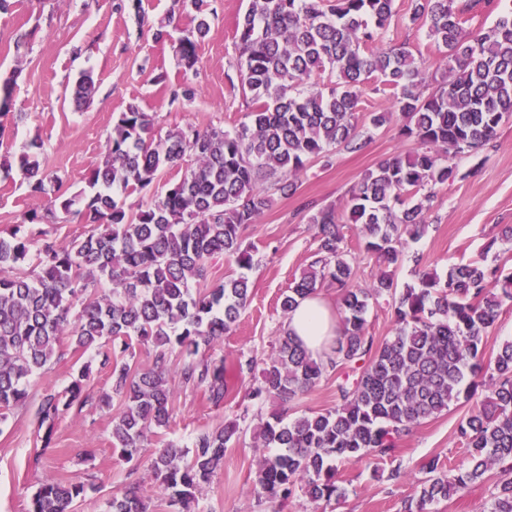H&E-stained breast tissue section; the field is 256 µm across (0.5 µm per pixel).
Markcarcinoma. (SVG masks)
<instances>
[{"instance_id":"cac0c4a2","label":"carcinoma","mask_w":512,"mask_h":512,"mask_svg":"<svg viewBox=\"0 0 512 512\" xmlns=\"http://www.w3.org/2000/svg\"><path fill=\"white\" fill-rule=\"evenodd\" d=\"M481 0H410L412 26L427 30L442 53L441 75L427 77L430 64L404 43L385 37L395 0H249L235 24L246 121L233 130L218 126L175 127L156 135V115L130 103L112 124L107 152L76 195L62 179L41 168L43 144L14 157L0 153V174L23 175L30 192L48 197L44 210L27 211L0 231V422L27 406L28 380L62 358L65 343L97 352L99 370L111 391L87 389L89 369L62 392L38 398V427L52 432L70 410H121L112 417V447L134 467L123 490L105 512H148L138 467L168 497L171 512H192L198 495L224 460V448L240 439L235 422L200 431L192 448L161 443L152 436L173 419L169 361L178 352L183 387L202 391L219 406L236 392L243 370L261 366L249 397H273L281 411L256 427L255 438L276 452L257 464L252 491L276 507L300 490L327 505L341 497L337 464L393 458L415 428L448 412L461 394H485L461 422L458 438L470 465L450 477L438 462L423 466L417 501L404 512L432 506L500 471L496 492L484 512H512V341L487 359L483 341L504 303L512 302V272L469 263L445 277L418 272V285L399 291L390 268L403 258V236H420L433 189L459 177L449 160L477 154L512 116V10L485 30L468 24ZM194 25L173 44L184 73L197 71L199 47L209 32L207 0H190ZM21 74H0L1 105L10 100ZM333 78L320 87L314 77ZM393 91V112H373L379 128L401 121L400 133L418 145L407 158L393 156L367 172L351 191L344 211L333 205L310 216L317 258L294 281L280 303L289 314L299 301L324 286L336 289L339 330L315 357L288 333L273 355L229 366L208 355L233 328L250 299L245 275L200 290L208 268L222 256L242 269L253 266L243 232L270 207L272 192H295L297 176L313 159L328 160L336 149L359 151L368 138L358 130L359 104L371 84ZM92 72L76 80V106L94 100ZM195 165L131 213L116 197L141 194L164 169ZM62 213L88 226L69 242L46 238L41 224ZM357 224L365 250L386 267L367 288L354 283L341 229ZM112 285L109 291L101 283ZM392 300L395 329L375 340L367 330L369 302ZM154 352L153 367L133 372L124 358L135 346ZM356 367L350 385L337 386L336 407L293 418L288 410L323 376ZM95 484L46 479L32 495L28 512H72Z\"/></svg>"}]
</instances>
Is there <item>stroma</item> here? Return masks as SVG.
<instances>
[{"mask_svg":"<svg viewBox=\"0 0 512 512\" xmlns=\"http://www.w3.org/2000/svg\"><path fill=\"white\" fill-rule=\"evenodd\" d=\"M125 0H15L0 13V71L20 68L12 99L15 114L0 124V139L13 154L41 140L42 166L75 194L84 177L105 154L112 121L129 103H140L157 116L159 132L174 127L210 125L230 130L244 119L246 104L237 89L238 49L234 28L248 0H210L209 32L200 45L196 74L184 75L169 44L155 41L154 29L176 19L181 27L192 24L191 8H174L172 0H141V13L124 6ZM408 0H396V14L388 38L407 42L412 51L437 60L438 51L425 30L408 24ZM27 44L15 46L17 34ZM85 70L93 71L98 91L93 102L76 108L70 86ZM190 81L198 90L193 101L173 100L174 86ZM398 123L368 129L370 141L359 152L337 151L330 165L310 163L297 179L294 195H275L245 233L254 247L255 266L250 274L251 297L230 335L218 342L213 357L235 363L240 355L267 357L281 334L285 318L280 301L317 250L314 230L302 205L343 208L350 192L369 169L414 147L398 134ZM455 164L467 177L437 188L423 235L404 243V261L395 271L398 285L417 282L415 269L445 274L449 267L472 261L512 267V241L502 237L512 225V121L499 130L492 147L476 155L461 154ZM45 199L32 195L21 174L0 180V230L17 224L30 209H43ZM421 263H414V256ZM182 355H172L169 379L173 390V421L162 438L190 447L196 434L218 423L241 418L243 436L224 451V464L199 497V512H271L267 504L250 496L263 447L252 438L260 419L278 411L277 402L251 401L247 390L227 399L223 408L210 405L202 392L183 388L179 371ZM94 352L66 349L64 357L38 372L29 392L67 388L83 366H91L87 381L92 392L108 389L105 374L95 371ZM459 400L448 413L417 427L393 460L374 465L345 463L338 480L347 491L334 512H400L405 501L418 499L425 477L424 465L438 460L453 475L468 464L469 453L457 437V427L472 409ZM121 408L68 412L55 426L50 443H43L34 407L14 411L0 424V512H27L31 495L43 479L62 482L95 474V491L78 502L75 512H104L105 502L126 480L128 466L111 445L112 417ZM44 450L41 466H34L37 450ZM399 480H389L392 469Z\"/></svg>","mask_w":512,"mask_h":512,"instance_id":"obj_1","label":"stroma"}]
</instances>
